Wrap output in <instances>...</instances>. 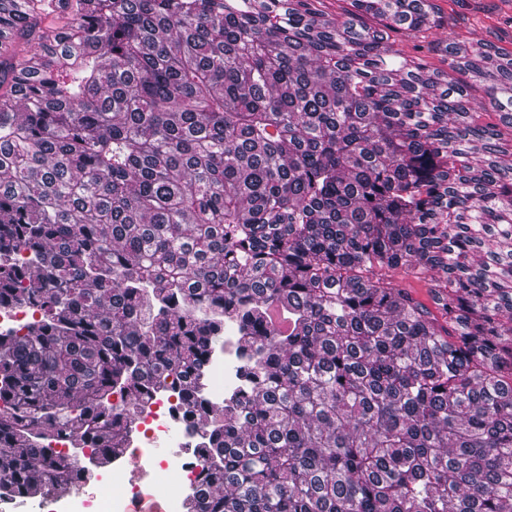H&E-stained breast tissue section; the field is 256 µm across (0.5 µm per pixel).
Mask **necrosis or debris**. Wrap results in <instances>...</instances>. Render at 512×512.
Returning <instances> with one entry per match:
<instances>
[{
  "instance_id": "4bbe7bcc",
  "label": "necrosis or debris",
  "mask_w": 512,
  "mask_h": 512,
  "mask_svg": "<svg viewBox=\"0 0 512 512\" xmlns=\"http://www.w3.org/2000/svg\"><path fill=\"white\" fill-rule=\"evenodd\" d=\"M175 403V397L167 394L153 397L143 407L132 423L141 434L140 442L122 448V468L106 476L122 489L123 512H179L211 468L210 461L193 450L208 428L204 421L195 423L177 440L174 460L154 453L153 443L167 432L171 420L181 416Z\"/></svg>"
}]
</instances>
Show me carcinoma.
Segmentation results:
<instances>
[{
    "mask_svg": "<svg viewBox=\"0 0 512 512\" xmlns=\"http://www.w3.org/2000/svg\"><path fill=\"white\" fill-rule=\"evenodd\" d=\"M352 4L0 0V502L168 388L216 424L184 512L512 508V54L430 75L385 41L433 0ZM210 375L214 382V388L209 393H205L204 401L212 408L221 409V407H224V389L222 392H218L217 386L221 382L224 385L225 380V387L230 388L232 381L231 375L228 372L227 374L224 372V349L221 346H218L213 353V358L211 359Z\"/></svg>",
    "mask_w": 512,
    "mask_h": 512,
    "instance_id": "1",
    "label": "carcinoma"
}]
</instances>
